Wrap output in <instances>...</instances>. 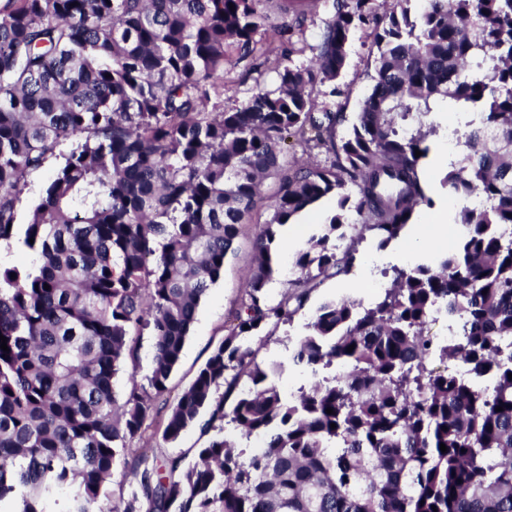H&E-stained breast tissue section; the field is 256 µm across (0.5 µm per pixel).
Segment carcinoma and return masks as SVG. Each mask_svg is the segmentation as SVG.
Here are the masks:
<instances>
[{
  "instance_id": "cac0c4a2",
  "label": "carcinoma",
  "mask_w": 512,
  "mask_h": 512,
  "mask_svg": "<svg viewBox=\"0 0 512 512\" xmlns=\"http://www.w3.org/2000/svg\"><path fill=\"white\" fill-rule=\"evenodd\" d=\"M305 2L0 0V244L36 255L0 263V512H104L127 441L263 199L271 217L233 324L163 432L174 442L199 423L211 437L188 467L132 460L113 512H512V0H396L381 15L374 0H337L311 48L301 28L268 25L272 12L306 16ZM367 27L373 86L339 138L341 113L315 88L336 84ZM269 29L279 53L253 69L277 86L224 109V63L255 58ZM308 48L310 64H283ZM443 110L463 116L451 134L465 152L444 179L463 202L458 245L393 269L368 305L322 304L293 361L344 374L283 398L282 365L252 343L352 264L344 228L387 243L430 204L415 151L427 155L422 128ZM308 132L329 163L288 157V138ZM57 159L18 229L28 175ZM328 195L336 213L270 303L278 228ZM440 315L442 343L424 334ZM227 425L263 452L225 439Z\"/></svg>"
}]
</instances>
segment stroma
Listing matches in <instances>:
<instances>
[{"label":"stroma","instance_id":"obj_1","mask_svg":"<svg viewBox=\"0 0 512 512\" xmlns=\"http://www.w3.org/2000/svg\"><path fill=\"white\" fill-rule=\"evenodd\" d=\"M377 48L373 43L372 31L357 32L353 37L352 49L347 66L336 85H323V92L332 87H339L340 95L333 96L331 104L343 114L342 123L336 127L337 134H344L354 115L359 110L361 101L367 96L373 85L374 58ZM277 83L273 71L262 73L250 70L248 63L230 65L229 74L224 85V105L233 107L247 102L261 88H271ZM447 166L422 158L420 177L424 183L429 205L420 207L418 217L438 220L441 211L449 201L443 179ZM336 211V199L329 196L322 199L316 210L300 218L295 224L281 228L278 232L274 249L279 271L267 287L270 301H279L290 279V264L296 253L305 248L308 239L318 233L322 223ZM270 217L264 204H257L247 224L236 241L234 255L228 257L224 273L203 297L197 319L185 343L181 360L173 371L168 387L169 396L177 397L195 379L203 367L212 349L224 338V325L231 312L238 306L253 266V238L260 227ZM346 245L350 246L354 261L347 272L333 278L325 279L313 288L304 307L295 315L291 323L278 326L272 331L267 343L258 353L259 359H274L283 362L284 372L279 385L284 393L297 392L299 388L310 387L313 375L291 359L293 345L306 332L305 326L316 309L324 302L352 299L371 303L390 283L392 263L387 262V255L398 251L401 239L381 243L379 237L370 230H351L347 233ZM167 414L165 400L155 399L147 428L141 437L132 440L135 448L148 447L151 451L171 457L181 458L183 464H191L196 459L198 448L204 447L209 437L200 427L186 430L173 443L163 438V429Z\"/></svg>","mask_w":512,"mask_h":512}]
</instances>
